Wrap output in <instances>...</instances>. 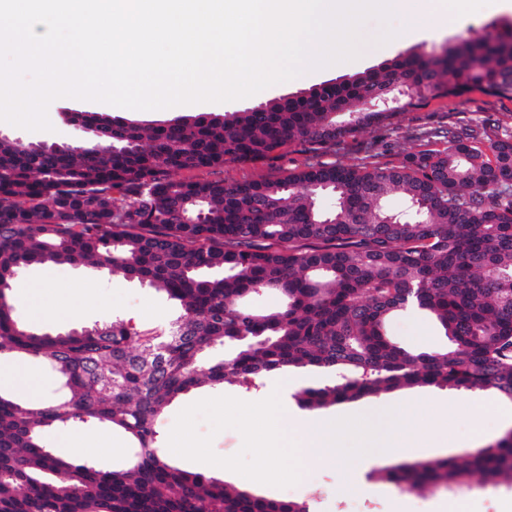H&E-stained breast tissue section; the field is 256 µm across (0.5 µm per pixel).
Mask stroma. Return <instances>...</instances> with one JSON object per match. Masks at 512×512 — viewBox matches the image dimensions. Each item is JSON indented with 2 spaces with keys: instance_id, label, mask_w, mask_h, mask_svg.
I'll use <instances>...</instances> for the list:
<instances>
[{
  "instance_id": "obj_1",
  "label": "stroma",
  "mask_w": 512,
  "mask_h": 512,
  "mask_svg": "<svg viewBox=\"0 0 512 512\" xmlns=\"http://www.w3.org/2000/svg\"><path fill=\"white\" fill-rule=\"evenodd\" d=\"M385 24L375 18L364 21L360 28L361 52L356 59L341 62L317 70L310 78L287 81L247 98L212 105L211 113L222 114L238 111L271 99H283L326 82H340L353 75L395 59L409 51H418L424 57L441 52L448 42H458L495 31L505 25L512 26V10L490 15L479 10L455 18L442 31L434 35H423L408 42L395 43L392 50L379 53L375 46ZM489 116L500 124L512 126V101L472 90L458 96L429 100L419 108L407 112L399 129L374 128L364 133H354L323 150H314L305 145H292L272 161L256 165L228 164L217 173L225 182L261 179L281 175L303 167L308 163L352 164L374 159L387 165L398 164L401 153L410 149L413 134L448 125H464L470 121ZM23 141L47 143L87 142L92 138L88 132L73 122L67 121L51 131H30L0 122V135ZM15 287L9 292L13 317L19 325L45 332H62L80 326H91L121 316L137 327H152L171 320L175 315L172 302L164 292L138 281L125 278L119 273L99 271L90 266L70 264H33L21 269L14 279ZM68 305L81 307L77 317H68L65 308L57 305L58 299ZM389 335L401 346L422 352L446 344L447 338L435 320L426 314L412 310L391 316L386 324ZM287 381L282 402L288 409H296V393L333 384L334 372L315 367L292 369L288 372H273L264 376L257 387L248 389L236 383H225L202 387L176 399L166 412L157 419L155 429L161 441H168L178 413L186 406L206 398L231 396L243 401L263 399L273 382ZM412 398L419 402L420 409L409 428L428 433L435 423L436 407L456 406L473 412V419L451 417L448 420V443L435 452L436 457L473 453L470 445L473 422H480L488 440H495L512 428V403L501 401L493 395L469 391L438 388L434 386L404 388L394 392H380L355 401L337 403L323 408L306 410L305 420L323 416H336L364 408H371L373 420L385 424L387 404L397 398ZM78 435L88 441L89 452L75 454L69 448L71 436ZM44 443L54 454L86 462L96 468L109 470L124 466L135 455L136 450L126 435L118 430L101 425H67L53 427L44 434ZM173 463L192 472H215L217 478L228 483L252 487L253 491L272 498L307 503L310 512H344L355 498H363L365 512H394L395 501L406 504L407 512H512V487L492 486L473 482L468 490V500H460L457 494L445 488L415 492L389 482L373 479L374 471L394 466V458L385 455H365L351 464L304 471L301 480L292 486L278 488L261 483H250L249 479L227 470H212L210 465L173 456ZM358 479L356 490H347L343 485L345 475Z\"/></svg>"
}]
</instances>
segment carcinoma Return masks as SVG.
<instances>
[{
	"mask_svg": "<svg viewBox=\"0 0 512 512\" xmlns=\"http://www.w3.org/2000/svg\"><path fill=\"white\" fill-rule=\"evenodd\" d=\"M401 88L400 104L365 107ZM474 89L512 99L511 28L222 116L145 126L76 112L101 131L89 145L0 136V352L46 361L66 389L39 405L0 395V512H309L171 463L154 422L205 385L251 387L310 366L342 381L299 393L308 408L416 386L512 402V127L484 119L423 131L392 166L318 163L236 183L174 177L273 160L292 144L328 147ZM394 191L407 212L387 209ZM324 194L336 198L328 212ZM43 262L120 273L182 313L161 329L122 318L27 329L8 292L21 268ZM261 291L279 293L281 306L246 307ZM407 309L433 316L447 345L415 353L392 341L385 323ZM218 346L227 353L215 361ZM76 423L110 425L138 452L112 471L53 454L44 432ZM476 475L512 485V431L473 455L378 472L450 492Z\"/></svg>",
	"mask_w": 512,
	"mask_h": 512,
	"instance_id": "carcinoma-1",
	"label": "carcinoma"
}]
</instances>
